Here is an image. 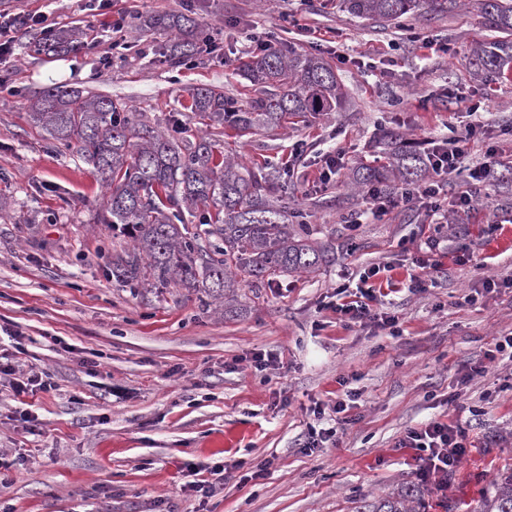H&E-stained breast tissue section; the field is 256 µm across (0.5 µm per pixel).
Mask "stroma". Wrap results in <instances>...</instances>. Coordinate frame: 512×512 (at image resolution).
Segmentation results:
<instances>
[{"label": "stroma", "instance_id": "stroma-1", "mask_svg": "<svg viewBox=\"0 0 512 512\" xmlns=\"http://www.w3.org/2000/svg\"><path fill=\"white\" fill-rule=\"evenodd\" d=\"M0 12H44L54 26L89 32L79 52L0 62V356L54 384L19 395L0 381V450L16 460L0 472V512H358L362 502L419 485L416 452L397 441L433 419L468 428L470 446L446 488L428 485V512H469L489 480L512 468V391L503 387L512 363L488 364L456 387L493 337L512 331V81L470 69L472 48L495 37L475 11L384 25L350 16L338 0H196L195 16L226 57L192 67L156 63L163 36L145 39L132 27V50H114L111 16L90 15L84 0H0ZM252 28L328 61L345 105L270 133L215 134L236 144L244 164L288 168L290 210L316 242L333 244L336 261L241 282L221 307L174 285L126 287L106 256L130 240L98 221L99 173L49 145L29 100L67 83L127 102L164 134L179 126L193 135L202 125L183 107L190 88L250 95L236 69L252 53ZM417 34L448 45V54L420 49ZM469 100L481 104L471 116L462 111ZM452 115L483 129L469 144L472 164L492 152L500 160L472 209L452 225L413 208L350 226L365 203L349 176L376 158L382 129L425 148L447 136ZM298 140L306 151L294 160ZM337 146L346 156L335 183L313 188ZM492 222L503 229L489 236ZM403 236L439 244L441 271L425 292L404 284ZM461 238L474 261L459 262ZM378 264L374 287L397 286L381 309L398 316L399 336L345 328L323 308L344 274ZM488 279L495 292L465 303ZM256 352L281 361L254 372ZM348 390L359 395L355 423L336 429L335 447L303 448L310 425L336 428L332 406ZM317 401L327 407L320 420L310 412ZM264 459L263 478L239 483L236 462ZM217 462L228 468L224 489L200 497L190 470Z\"/></svg>", "mask_w": 512, "mask_h": 512}]
</instances>
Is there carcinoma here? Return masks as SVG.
<instances>
[{
    "mask_svg": "<svg viewBox=\"0 0 512 512\" xmlns=\"http://www.w3.org/2000/svg\"><path fill=\"white\" fill-rule=\"evenodd\" d=\"M458 0H339V8L365 20L386 23L425 9L453 10ZM489 29L503 34L479 43L469 57L478 75L512 74V0H474ZM145 33L170 34L158 49L174 63L194 58L209 39L206 25L191 13L173 12L140 21ZM24 48L34 55L76 53L87 33L60 27L51 35L24 32ZM240 76L254 95L237 100L205 87L189 91L185 109L238 133L288 125L291 118H314L342 108L345 96L335 70L322 58L293 47L261 52L241 63ZM34 123L50 139L72 148L101 175L108 196L100 221L132 241L107 256L116 281L130 288L175 284L222 300L237 276L255 281L274 274L311 271L335 260L332 248L309 238L305 225L289 219L271 197L279 182L224 154L203 132L192 140L156 133L126 105L106 96L57 85L30 100ZM384 158L361 164L351 179L361 187L394 188L426 169L425 154L392 129L382 131ZM202 232H189L187 218ZM424 492L408 486L367 502L359 512H422ZM470 512H512V470L497 473Z\"/></svg>",
    "mask_w": 512,
    "mask_h": 512,
    "instance_id": "cac0c4a2",
    "label": "carcinoma"
}]
</instances>
